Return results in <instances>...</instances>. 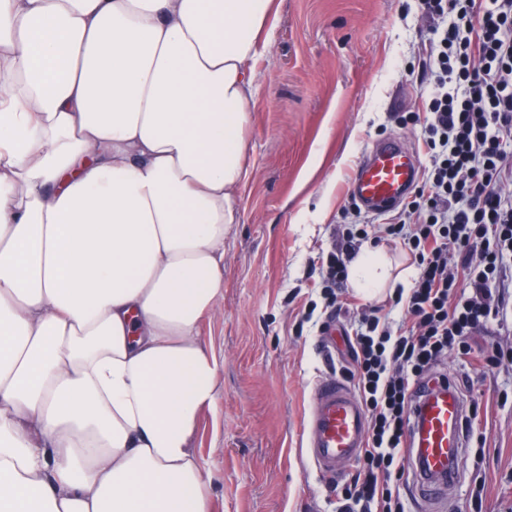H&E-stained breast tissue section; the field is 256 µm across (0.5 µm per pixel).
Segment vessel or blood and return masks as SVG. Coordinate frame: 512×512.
<instances>
[{
    "label": "vessel or blood",
    "instance_id": "b4317fda",
    "mask_svg": "<svg viewBox=\"0 0 512 512\" xmlns=\"http://www.w3.org/2000/svg\"><path fill=\"white\" fill-rule=\"evenodd\" d=\"M418 173L416 154L401 140L387 139L373 145L357 165L350 193L368 212L382 214L407 196ZM418 405L412 446L428 477L416 493L429 501L459 480L454 458L463 441V406L455 390L440 387L424 390ZM366 434L367 412L347 384L333 376L320 379L305 425V447L315 466L335 472L358 456Z\"/></svg>",
    "mask_w": 512,
    "mask_h": 512
}]
</instances>
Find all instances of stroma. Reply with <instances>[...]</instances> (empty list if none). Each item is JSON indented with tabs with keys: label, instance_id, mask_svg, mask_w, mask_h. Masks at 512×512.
Here are the masks:
<instances>
[{
	"label": "stroma",
	"instance_id": "obj_1",
	"mask_svg": "<svg viewBox=\"0 0 512 512\" xmlns=\"http://www.w3.org/2000/svg\"><path fill=\"white\" fill-rule=\"evenodd\" d=\"M435 23L422 0H279L255 64L251 176L224 243V296L200 328L221 362L192 443L212 512H336L357 468L321 475L304 448L313 389L348 365L353 328L342 315L332 334L318 330L328 315L311 260L346 214L381 224L348 191L373 142L398 138L424 156ZM437 371L470 381L480 405L443 512H472L479 483L482 512H512V364L484 375L451 357Z\"/></svg>",
	"mask_w": 512,
	"mask_h": 512
}]
</instances>
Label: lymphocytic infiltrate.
<instances>
[{
  "instance_id": "f902f5d3",
  "label": "lymphocytic infiltrate",
  "mask_w": 512,
  "mask_h": 512,
  "mask_svg": "<svg viewBox=\"0 0 512 512\" xmlns=\"http://www.w3.org/2000/svg\"><path fill=\"white\" fill-rule=\"evenodd\" d=\"M440 17L423 127L427 163L415 196L382 227L413 255L412 288L362 309L348 378L368 415L360 471L337 512H407L413 468L410 426L419 393L448 355H468L475 336L512 311V0H422ZM367 225L342 231L318 256L326 306L343 310L351 256L371 241Z\"/></svg>"
}]
</instances>
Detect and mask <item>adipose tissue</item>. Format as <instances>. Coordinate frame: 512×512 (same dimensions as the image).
<instances>
[{"instance_id": "obj_1", "label": "adipose tissue", "mask_w": 512, "mask_h": 512, "mask_svg": "<svg viewBox=\"0 0 512 512\" xmlns=\"http://www.w3.org/2000/svg\"><path fill=\"white\" fill-rule=\"evenodd\" d=\"M276 0H0V512H211L253 63ZM349 280L391 277L366 249Z\"/></svg>"}]
</instances>
